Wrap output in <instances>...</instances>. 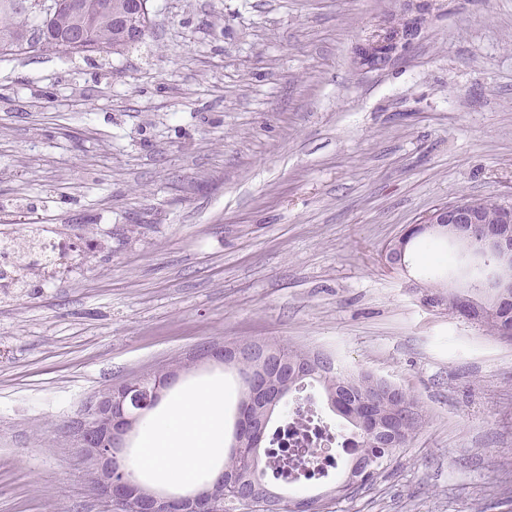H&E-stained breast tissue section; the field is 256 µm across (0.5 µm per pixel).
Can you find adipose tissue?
<instances>
[{
  "mask_svg": "<svg viewBox=\"0 0 512 512\" xmlns=\"http://www.w3.org/2000/svg\"><path fill=\"white\" fill-rule=\"evenodd\" d=\"M224 456V387L183 391L143 426L131 469L154 487L200 485L220 475Z\"/></svg>",
  "mask_w": 512,
  "mask_h": 512,
  "instance_id": "obj_1",
  "label": "adipose tissue"
}]
</instances>
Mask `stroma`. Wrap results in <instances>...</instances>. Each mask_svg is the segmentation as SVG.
I'll list each match as a JSON object with an SVG mask.
<instances>
[{"label": "stroma", "instance_id": "1", "mask_svg": "<svg viewBox=\"0 0 512 512\" xmlns=\"http://www.w3.org/2000/svg\"><path fill=\"white\" fill-rule=\"evenodd\" d=\"M400 0H150L122 53L0 59V219L92 257L0 291V512H105L70 431L100 393L207 342L331 355L417 399L416 436L324 512H512V341L404 286L468 256H380L462 196L512 195V0H444L407 56L353 64ZM237 372L194 368L182 383Z\"/></svg>", "mask_w": 512, "mask_h": 512}]
</instances>
